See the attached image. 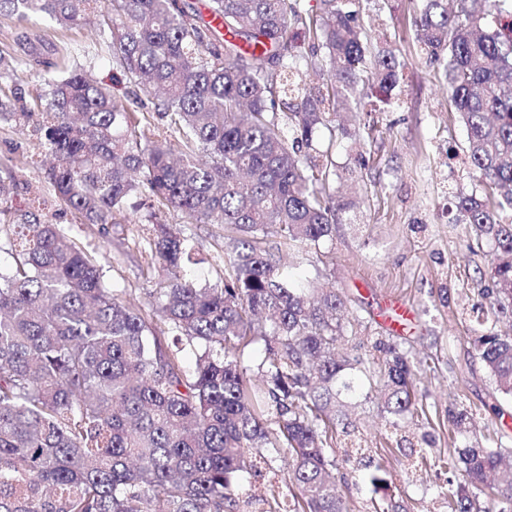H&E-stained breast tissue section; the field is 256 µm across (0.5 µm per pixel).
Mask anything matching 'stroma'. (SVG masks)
Listing matches in <instances>:
<instances>
[{"label":"stroma","instance_id":"35a3bbf8","mask_svg":"<svg viewBox=\"0 0 512 512\" xmlns=\"http://www.w3.org/2000/svg\"><path fill=\"white\" fill-rule=\"evenodd\" d=\"M412 19L410 0H363L360 6L358 22L370 28L372 42L393 41L408 65L391 98L378 111L362 113L369 138L345 139L336 148L340 189L359 201L358 223L337 225L322 246L326 263L304 267L315 282L332 284L348 296L350 315L370 316V335L391 333L380 311L385 301L405 303L414 311L404 334L422 361L419 389L427 415L393 430L386 428L375 397L346 411L337 441L350 433L366 446L360 460L336 455L345 478L339 489L350 512H367L371 500L384 496L401 503L404 512H447L434 493L445 485L447 471L434 467L416 475L411 462L424 453L435 458L453 448L484 444L502 422L486 412V405H500L512 425V396L498 389L472 342L469 313L488 305L494 250L456 219L454 193L473 186L465 162L466 130L448 102L444 78L417 52ZM22 27L44 58L58 61L61 49H68L94 81L123 95V73L107 43L89 36L86 28L66 31L41 19L22 26L0 16V47L11 44ZM37 151L35 143L0 129V174L13 173L48 196L52 188L44 167L25 163ZM46 216L98 255L108 288L148 302L149 283L141 272L145 256L133 225L78 224L71 214L52 209ZM464 409L472 417L467 431L459 433L448 416ZM384 455L391 465L386 485L378 488L367 477Z\"/></svg>","mask_w":512,"mask_h":512}]
</instances>
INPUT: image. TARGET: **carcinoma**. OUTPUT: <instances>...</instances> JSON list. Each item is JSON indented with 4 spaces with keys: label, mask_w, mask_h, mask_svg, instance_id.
Returning <instances> with one entry per match:
<instances>
[{
    "label": "carcinoma",
    "mask_w": 512,
    "mask_h": 512,
    "mask_svg": "<svg viewBox=\"0 0 512 512\" xmlns=\"http://www.w3.org/2000/svg\"><path fill=\"white\" fill-rule=\"evenodd\" d=\"M0 0L18 21L82 24L151 110L131 109L78 63L25 94L15 73L39 53L23 31L0 49V123L37 140L47 178L75 221L139 224L154 281L151 311L105 288L102 266L57 224L45 200L26 209L0 176V512H243L238 478L287 470L270 512H347L336 487V423L362 390L394 418L426 413L410 352L336 356L369 320L344 317L329 285L302 288L282 263L320 252L357 223L329 142L357 135L368 91L389 96L406 63L375 46L356 0ZM420 51L436 64L467 131L475 186L454 195L458 219L496 248L492 300L475 320L479 358L512 395V0H415ZM311 54L297 51L294 29ZM321 78L312 86L301 67ZM147 213H141V209ZM208 224L220 281L184 274L189 239L167 225ZM262 344L256 369L243 359ZM438 461L465 482L448 512H480L468 486L512 512V448H465Z\"/></svg>",
    "instance_id": "1"
}]
</instances>
